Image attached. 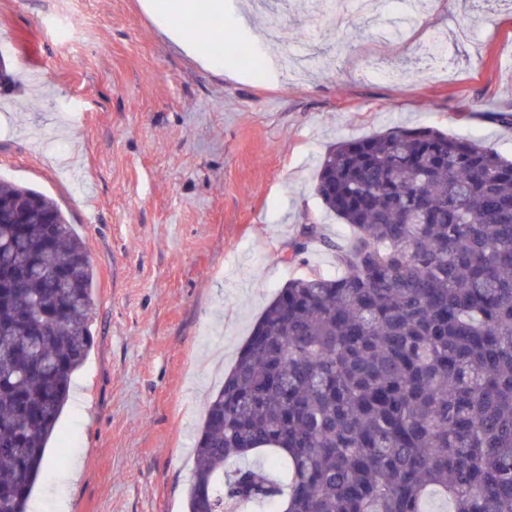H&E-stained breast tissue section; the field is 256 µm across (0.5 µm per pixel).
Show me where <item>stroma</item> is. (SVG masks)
<instances>
[{"label": "stroma", "mask_w": 512, "mask_h": 512, "mask_svg": "<svg viewBox=\"0 0 512 512\" xmlns=\"http://www.w3.org/2000/svg\"><path fill=\"white\" fill-rule=\"evenodd\" d=\"M277 0H224L235 25L277 26L279 58L349 47L298 81L203 67L161 34L142 0H0V177L55 200L95 273L92 346L74 381L28 512H186L191 448L206 406L265 305L288 280L336 269L303 225L347 242L315 191L317 160L342 140L397 125L474 138L512 158V0H384L343 22ZM447 41L439 63L420 48ZM27 51L37 67L18 63ZM386 71L364 77L363 66ZM223 350L222 370L204 362Z\"/></svg>", "instance_id": "obj_1"}]
</instances>
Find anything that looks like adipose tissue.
Instances as JSON below:
<instances>
[{"label": "adipose tissue", "instance_id": "ef3b65f1", "mask_svg": "<svg viewBox=\"0 0 512 512\" xmlns=\"http://www.w3.org/2000/svg\"><path fill=\"white\" fill-rule=\"evenodd\" d=\"M147 10L155 17L163 34L187 55L210 68L224 65V37L214 33L209 45H202L185 34V15L200 17L216 13L215 0H147Z\"/></svg>", "mask_w": 512, "mask_h": 512}]
</instances>
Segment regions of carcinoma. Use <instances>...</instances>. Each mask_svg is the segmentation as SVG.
I'll use <instances>...</instances> for the list:
<instances>
[{
    "instance_id": "obj_1",
    "label": "carcinoma",
    "mask_w": 512,
    "mask_h": 512,
    "mask_svg": "<svg viewBox=\"0 0 512 512\" xmlns=\"http://www.w3.org/2000/svg\"><path fill=\"white\" fill-rule=\"evenodd\" d=\"M315 190L350 240L306 224L292 243L336 271L256 321L197 431L187 512H512V160L401 126L331 146ZM93 288L56 202L0 180V512L60 462Z\"/></svg>"
}]
</instances>
